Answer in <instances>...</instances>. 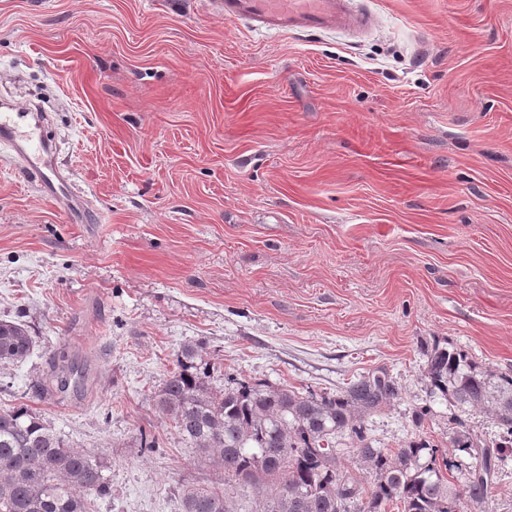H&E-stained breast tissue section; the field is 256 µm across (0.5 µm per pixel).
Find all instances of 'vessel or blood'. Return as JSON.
I'll list each match as a JSON object with an SVG mask.
<instances>
[{
    "label": "vessel or blood",
    "instance_id": "1",
    "mask_svg": "<svg viewBox=\"0 0 512 512\" xmlns=\"http://www.w3.org/2000/svg\"><path fill=\"white\" fill-rule=\"evenodd\" d=\"M213 11L228 21H242L255 30L279 34L319 35L337 32L353 39L371 34L377 16L363 0H210ZM44 118L24 104H0V150L14 159L44 197L78 216L82 195L63 176L56 147L43 133Z\"/></svg>",
    "mask_w": 512,
    "mask_h": 512
}]
</instances>
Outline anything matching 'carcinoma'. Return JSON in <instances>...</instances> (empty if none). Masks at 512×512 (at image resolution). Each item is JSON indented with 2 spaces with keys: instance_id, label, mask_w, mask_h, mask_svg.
<instances>
[{
  "instance_id": "cac0c4a2",
  "label": "carcinoma",
  "mask_w": 512,
  "mask_h": 512,
  "mask_svg": "<svg viewBox=\"0 0 512 512\" xmlns=\"http://www.w3.org/2000/svg\"><path fill=\"white\" fill-rule=\"evenodd\" d=\"M34 338L19 321H0V364L26 359ZM430 393L463 411L488 412L500 441L489 444L466 431L450 437L453 451L472 460L457 487L436 448L416 438L390 450L370 441L363 419L398 396L382 370L347 383L334 393L300 392L262 381L227 377L211 386V362L204 348L186 344L155 393L156 408L171 418L181 439L196 454L224 470L219 487L187 484L179 489L182 512H382L390 503L401 512H489L488 488L512 454V376L480 367L446 343L426 352ZM64 390L84 386L85 369L55 368ZM357 441L359 465L371 476L365 489L338 467L336 438ZM108 466L93 454L69 448L55 428L25 405L0 411V512H93V497L111 494Z\"/></svg>"
}]
</instances>
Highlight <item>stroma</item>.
Wrapping results in <instances>:
<instances>
[{
    "label": "stroma",
    "instance_id": "stroma-1",
    "mask_svg": "<svg viewBox=\"0 0 512 512\" xmlns=\"http://www.w3.org/2000/svg\"><path fill=\"white\" fill-rule=\"evenodd\" d=\"M369 2L378 26L351 44L208 0H0V98L43 105L96 218L0 157V320L35 340L0 365V409L106 461L97 512H181V484L222 478L154 407L187 343L216 387L386 370L400 393L363 421L384 448L497 437L430 397L424 351L512 375V0ZM72 360L86 391L45 394Z\"/></svg>",
    "mask_w": 512,
    "mask_h": 512
}]
</instances>
